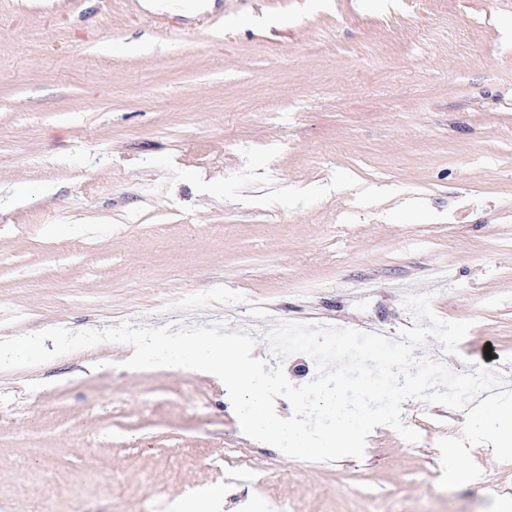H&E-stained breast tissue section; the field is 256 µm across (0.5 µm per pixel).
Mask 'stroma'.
<instances>
[{
    "mask_svg": "<svg viewBox=\"0 0 512 512\" xmlns=\"http://www.w3.org/2000/svg\"><path fill=\"white\" fill-rule=\"evenodd\" d=\"M512 379V0H0V337L226 322L396 335L405 292ZM493 347L485 357V347ZM104 342L0 371V512H512V461L441 489L465 413L292 459L219 378Z\"/></svg>",
    "mask_w": 512,
    "mask_h": 512,
    "instance_id": "obj_1",
    "label": "stroma"
}]
</instances>
